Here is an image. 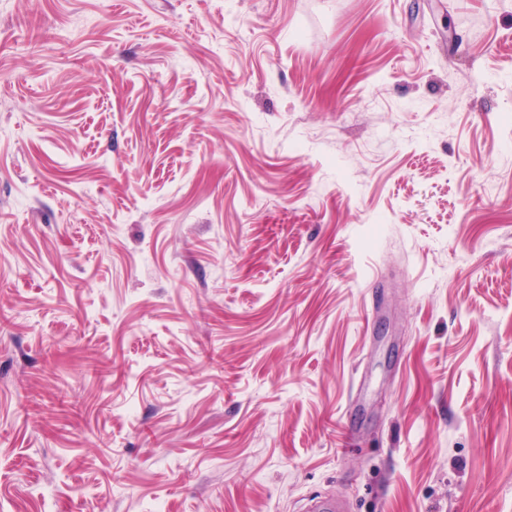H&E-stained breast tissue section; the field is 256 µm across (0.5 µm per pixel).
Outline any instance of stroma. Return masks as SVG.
<instances>
[{
    "mask_svg": "<svg viewBox=\"0 0 512 512\" xmlns=\"http://www.w3.org/2000/svg\"><path fill=\"white\" fill-rule=\"evenodd\" d=\"M512 512V0H0V512Z\"/></svg>",
    "mask_w": 512,
    "mask_h": 512,
    "instance_id": "35a3bbf8",
    "label": "stroma"
}]
</instances>
